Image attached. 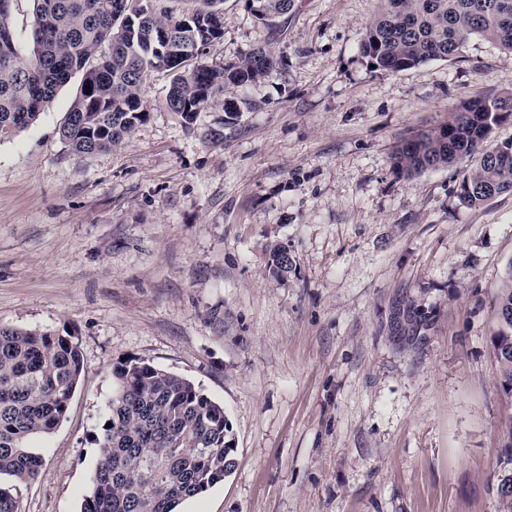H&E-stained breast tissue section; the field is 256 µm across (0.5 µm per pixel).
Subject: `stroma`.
<instances>
[{
	"label": "stroma",
	"mask_w": 512,
	"mask_h": 512,
	"mask_svg": "<svg viewBox=\"0 0 512 512\" xmlns=\"http://www.w3.org/2000/svg\"><path fill=\"white\" fill-rule=\"evenodd\" d=\"M381 6L297 0L272 29L224 0L206 62L257 46L283 62L225 89L235 120L185 125L155 70L146 121L78 159L58 133L76 74L0 141V326L71 334L83 357L17 512H81L125 360L224 408L235 467L178 512H500L512 400L492 337L512 193L468 208L462 164L407 179L391 154L512 89V54L474 37L454 60L373 69L359 45Z\"/></svg>",
	"instance_id": "obj_1"
}]
</instances>
